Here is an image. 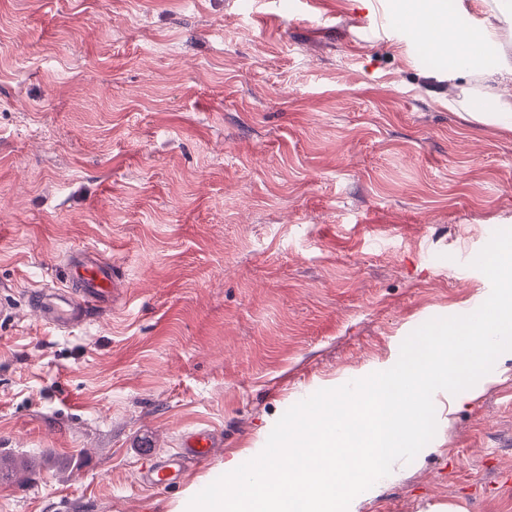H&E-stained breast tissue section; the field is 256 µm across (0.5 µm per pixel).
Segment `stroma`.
Instances as JSON below:
<instances>
[{"instance_id": "1", "label": "stroma", "mask_w": 512, "mask_h": 512, "mask_svg": "<svg viewBox=\"0 0 512 512\" xmlns=\"http://www.w3.org/2000/svg\"><path fill=\"white\" fill-rule=\"evenodd\" d=\"M0 0V512H181L297 402L482 304L512 133L449 110L389 0ZM112 307L61 333L28 293L67 251ZM362 512H512V354ZM217 435L184 481L148 451ZM216 438L207 429H198L174 453L150 458L138 474V481L152 486L179 484L188 460H201L210 456L217 445Z\"/></svg>"}]
</instances>
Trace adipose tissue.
I'll return each mask as SVG.
<instances>
[{"label":"adipose tissue","instance_id":"1","mask_svg":"<svg viewBox=\"0 0 512 512\" xmlns=\"http://www.w3.org/2000/svg\"><path fill=\"white\" fill-rule=\"evenodd\" d=\"M394 10L416 41L432 53L447 57L449 80H461L450 109L464 119L491 123L512 133V96L495 89L498 83L512 81V38L505 36L500 26L505 8H498L481 24L467 27L456 24L446 0H394ZM476 86L494 97L495 111L468 110L467 99Z\"/></svg>","mask_w":512,"mask_h":512}]
</instances>
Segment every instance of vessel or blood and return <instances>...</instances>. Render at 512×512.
Instances as JSON below:
<instances>
[{
    "label": "vessel or blood",
    "mask_w": 512,
    "mask_h": 512,
    "mask_svg": "<svg viewBox=\"0 0 512 512\" xmlns=\"http://www.w3.org/2000/svg\"><path fill=\"white\" fill-rule=\"evenodd\" d=\"M64 267L66 287L42 284L28 299L43 324L68 332L88 322L92 315L112 303V266L83 250L68 252ZM217 442L211 431L194 432L175 452L152 457L138 474L140 483L170 486L180 483L186 463L210 456Z\"/></svg>",
    "instance_id": "vessel-or-blood-1"
}]
</instances>
